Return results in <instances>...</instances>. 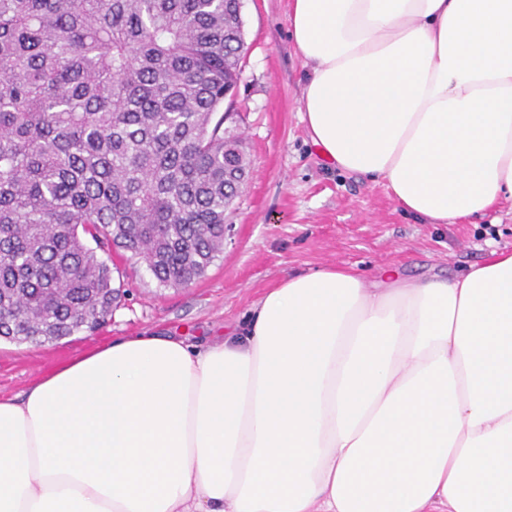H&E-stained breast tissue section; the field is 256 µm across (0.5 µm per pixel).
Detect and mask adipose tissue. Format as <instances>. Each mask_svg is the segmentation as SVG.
Returning <instances> with one entry per match:
<instances>
[{
	"mask_svg": "<svg viewBox=\"0 0 512 512\" xmlns=\"http://www.w3.org/2000/svg\"><path fill=\"white\" fill-rule=\"evenodd\" d=\"M332 166L432 224L512 204V0H291ZM0 512H512V252L288 275L203 345L114 339L0 398Z\"/></svg>",
	"mask_w": 512,
	"mask_h": 512,
	"instance_id": "ef3b65f1",
	"label": "adipose tissue"
}]
</instances>
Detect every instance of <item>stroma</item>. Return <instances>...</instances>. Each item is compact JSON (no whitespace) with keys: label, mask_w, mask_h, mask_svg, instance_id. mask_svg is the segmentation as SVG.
I'll return each instance as SVG.
<instances>
[{"label":"stroma","mask_w":512,"mask_h":512,"mask_svg":"<svg viewBox=\"0 0 512 512\" xmlns=\"http://www.w3.org/2000/svg\"><path fill=\"white\" fill-rule=\"evenodd\" d=\"M291 0H243L246 54L226 127L246 147L251 174L224 222V249L205 275L163 288L145 265L116 251L124 295L95 333L42 345L0 342V397L23 395L41 374L117 336L155 333L222 339L291 273L341 265L365 279L397 267L407 279L452 276L490 251H512V206L462 224L404 212L371 178L329 165L299 110L305 67L288 36Z\"/></svg>","instance_id":"35a3bbf8"}]
</instances>
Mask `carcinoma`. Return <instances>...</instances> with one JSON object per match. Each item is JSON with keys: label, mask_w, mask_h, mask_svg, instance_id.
Returning a JSON list of instances; mask_svg holds the SVG:
<instances>
[{"label": "carcinoma", "mask_w": 512, "mask_h": 512, "mask_svg": "<svg viewBox=\"0 0 512 512\" xmlns=\"http://www.w3.org/2000/svg\"><path fill=\"white\" fill-rule=\"evenodd\" d=\"M244 50L240 0H0V338L97 331L114 249L205 274L249 168L216 117Z\"/></svg>", "instance_id": "obj_1"}]
</instances>
